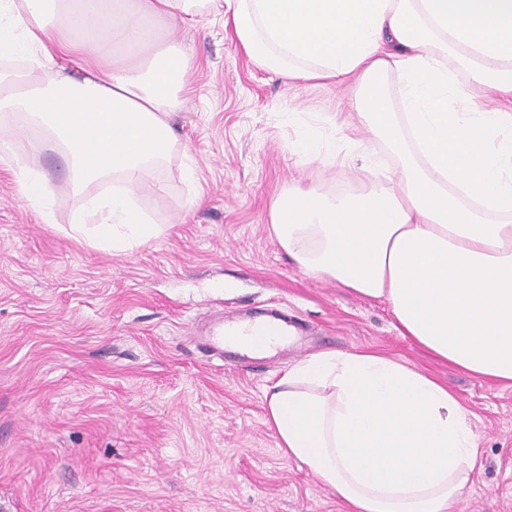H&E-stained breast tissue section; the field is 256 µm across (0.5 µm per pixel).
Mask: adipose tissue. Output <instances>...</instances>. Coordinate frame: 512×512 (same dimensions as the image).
<instances>
[{"instance_id":"1","label":"adipose tissue","mask_w":512,"mask_h":512,"mask_svg":"<svg viewBox=\"0 0 512 512\" xmlns=\"http://www.w3.org/2000/svg\"><path fill=\"white\" fill-rule=\"evenodd\" d=\"M209 0H0V112L63 148L85 191L82 225L121 251L156 233L137 209L174 145L192 58L159 23ZM258 65L356 81L354 107L398 155L349 197L299 184L269 222L307 273L386 300L402 335L474 375L512 381V0H224ZM468 82H460L458 71ZM400 76L402 118L386 94ZM495 92L501 108L481 109ZM110 175L112 195L88 194ZM277 447L349 512H450L467 493L476 437L455 393L375 350L324 351L264 395Z\"/></svg>"}]
</instances>
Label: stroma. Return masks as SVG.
<instances>
[{"label":"stroma","instance_id":"stroma-1","mask_svg":"<svg viewBox=\"0 0 512 512\" xmlns=\"http://www.w3.org/2000/svg\"><path fill=\"white\" fill-rule=\"evenodd\" d=\"M163 38L193 72L140 194L156 236L97 248L72 229L84 195L61 151L0 160V512H347L277 448L264 392L305 357L365 348L433 374L467 410L479 458L458 512H512V385L430 356L386 301L305 273L271 231L289 185L331 199L398 165L353 117V85L257 66L219 0ZM308 131L313 162L295 150ZM25 164L46 176V204L16 183ZM272 310L299 324L297 343L248 362L199 349L216 315Z\"/></svg>","mask_w":512,"mask_h":512}]
</instances>
